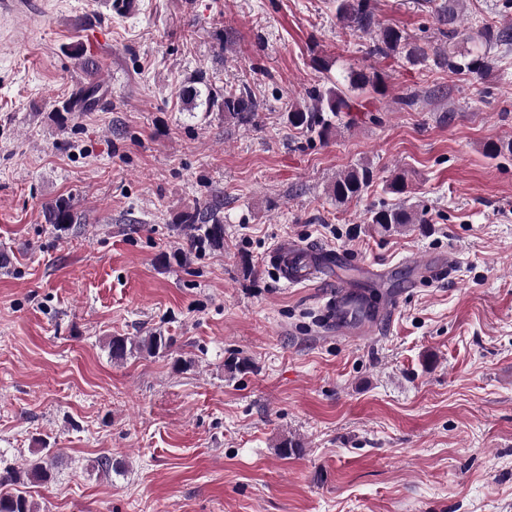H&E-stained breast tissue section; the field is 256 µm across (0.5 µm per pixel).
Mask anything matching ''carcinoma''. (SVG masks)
<instances>
[{
	"label": "carcinoma",
	"mask_w": 512,
	"mask_h": 512,
	"mask_svg": "<svg viewBox=\"0 0 512 512\" xmlns=\"http://www.w3.org/2000/svg\"><path fill=\"white\" fill-rule=\"evenodd\" d=\"M463 4L464 0H440L431 6L437 31L448 42L446 46L409 41L402 31L381 22L374 0H336V17L356 33L374 35L369 47V54L373 56L387 58L404 51L407 60L413 64L446 68L451 73L466 74L478 80L491 69V49L512 46V24L499 26L481 20L471 29L462 31L459 24ZM460 40L471 43L472 47L463 53L456 52L454 46ZM346 80L352 87H359L370 81L375 82L379 89L383 85L379 74L370 76L353 68L347 72ZM100 89V83H88L80 91L77 103L83 109L91 108L97 102L96 96ZM183 96L189 109L203 107L207 112H222L240 125H258L259 112L263 111V103L253 98L245 83L234 89H226L224 94L219 95L211 90L203 78L197 77L191 79L189 85L183 89ZM308 98L310 104L291 110L288 120L291 125L315 132L321 138L328 135L333 118L340 113L353 110L360 112L364 109L362 103L354 102L337 86H314L308 91ZM372 181V170L361 164L339 174L332 184L331 192L336 201L343 203L360 195ZM44 217L46 223L59 230L71 224H79L82 220L69 197H58L46 203ZM371 222L387 231L400 224H424L426 220L398 206L384 207L373 212ZM180 223L199 228L213 246L219 247L224 244V201L208 200L182 215ZM171 346L172 338L156 333L139 340L113 336L108 341L110 354L115 361H122L137 351L149 356L163 355L170 351ZM57 459L58 452L51 448H42L21 470L8 469L5 474H1L0 486L46 482L52 477V469ZM0 512H34V507L20 490L1 491Z\"/></svg>",
	"instance_id": "obj_1"
}]
</instances>
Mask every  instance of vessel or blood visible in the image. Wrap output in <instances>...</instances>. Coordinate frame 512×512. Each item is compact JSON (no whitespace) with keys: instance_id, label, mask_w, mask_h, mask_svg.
Here are the masks:
<instances>
[{"instance_id":"obj_1","label":"vessel or blood","mask_w":512,"mask_h":512,"mask_svg":"<svg viewBox=\"0 0 512 512\" xmlns=\"http://www.w3.org/2000/svg\"><path fill=\"white\" fill-rule=\"evenodd\" d=\"M282 277L291 284H301L322 273V265L312 250L298 244L283 245L271 254ZM325 325L337 335L354 338L370 333L389 314L388 309L371 310L354 282L338 283L324 305Z\"/></svg>"}]
</instances>
